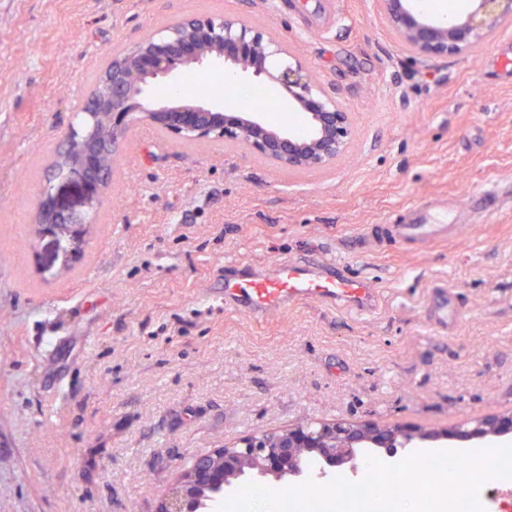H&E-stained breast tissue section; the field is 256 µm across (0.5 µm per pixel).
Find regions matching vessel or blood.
I'll return each mask as SVG.
<instances>
[{
  "instance_id": "1",
  "label": "vessel or blood",
  "mask_w": 512,
  "mask_h": 512,
  "mask_svg": "<svg viewBox=\"0 0 512 512\" xmlns=\"http://www.w3.org/2000/svg\"><path fill=\"white\" fill-rule=\"evenodd\" d=\"M501 203L499 191L487 189L471 194L462 206L415 205L398 211L389 222L368 225L362 236L375 246L443 242L470 229L475 214L494 211ZM302 301L363 315L378 309L380 289L366 278L347 273L341 262L302 257L277 260L252 269L245 277L224 280L225 306L257 321ZM460 316L456 292L445 286L433 288L428 303L430 325L444 332Z\"/></svg>"
}]
</instances>
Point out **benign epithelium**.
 Returning a JSON list of instances; mask_svg holds the SVG:
<instances>
[{"mask_svg": "<svg viewBox=\"0 0 512 512\" xmlns=\"http://www.w3.org/2000/svg\"><path fill=\"white\" fill-rule=\"evenodd\" d=\"M475 6L448 21L418 7L417 0H372L380 25L401 43L414 61L460 56L496 35L512 22V0H471ZM224 63V71L255 77L277 87L290 112H304L311 124L307 136L287 129L271 130L256 112L242 107L215 111L205 100L191 104L169 95L182 67ZM93 111L112 126V157L119 156L134 125L148 121L183 141H224L242 145L290 171L325 169L350 148L351 113L317 79L312 68L268 31L234 14L193 15L165 27L112 57V91L94 98ZM104 149L90 141L81 158L66 167L83 190L86 210L100 205L111 174L100 168ZM41 204L56 220H35L41 236H66L76 244L85 219L62 208L49 193ZM406 446L437 442L452 436L483 440L512 432V416H489L463 423L455 430L422 431L393 428L370 421L339 419L312 426L250 435L224 448L195 457L181 477L162 494L156 512H212L219 497L233 492L245 478L271 476L286 485L308 478L319 481L347 468L358 473L366 458L359 448L391 450L404 433Z\"/></svg>", "mask_w": 512, "mask_h": 512, "instance_id": "7a95c632", "label": "benign epithelium"}]
</instances>
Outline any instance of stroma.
I'll return each mask as SVG.
<instances>
[{
	"label": "stroma",
	"instance_id": "35a3bbf8",
	"mask_svg": "<svg viewBox=\"0 0 512 512\" xmlns=\"http://www.w3.org/2000/svg\"><path fill=\"white\" fill-rule=\"evenodd\" d=\"M228 12L313 67L352 115L349 151L291 172L140 123L80 258L37 236L41 192L82 209L47 169L113 54ZM511 185L512 27L421 65L371 0H0V512H155L196 456L300 423L512 414V203L444 243L357 247L401 207ZM304 255L373 279L379 309L225 308V266ZM436 285L462 305L446 335ZM460 316L457 293L447 286L433 288L428 303L429 324L439 332H446L458 323Z\"/></svg>",
	"mask_w": 512,
	"mask_h": 512
}]
</instances>
